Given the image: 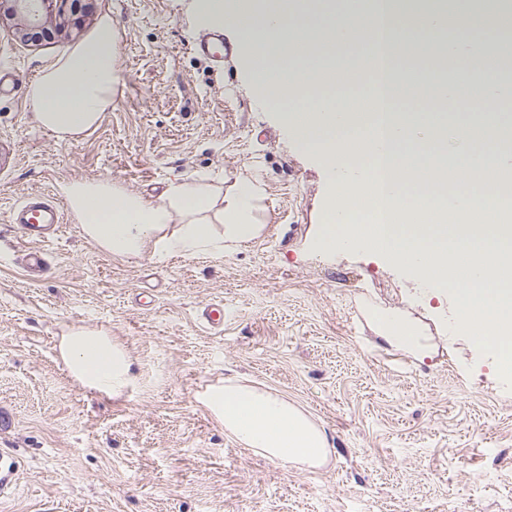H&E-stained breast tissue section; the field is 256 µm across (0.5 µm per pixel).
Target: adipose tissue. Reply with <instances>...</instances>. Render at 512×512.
<instances>
[{
  "mask_svg": "<svg viewBox=\"0 0 512 512\" xmlns=\"http://www.w3.org/2000/svg\"><path fill=\"white\" fill-rule=\"evenodd\" d=\"M391 38L386 52L392 99L381 112H347L335 98L319 96L315 109L284 114L297 128L302 145L319 152L325 163L329 196L320 227L332 251L369 247L437 294H450L449 335L482 334L477 347L489 355L499 379L512 391V234L471 225L487 210L512 215V201L499 189L447 194L425 191L446 175L470 170L475 154L490 169H512V145L504 146L489 121L492 106L512 102V82L471 87L466 113L451 126L433 123L435 102L455 96L456 80H434L418 68L416 40L408 30L419 17L428 38L441 42L447 55L469 57L470 48L447 32V15L438 0H384ZM202 27L235 26L252 54L250 65L260 98L281 100L304 88L331 83L346 72L345 62L328 57L310 65L283 69L293 45L305 41L310 52L323 46L353 44L362 30L358 0H320L301 9L296 0H193ZM120 34L104 15L82 44L44 67L28 83L25 96L37 124L68 140L96 128L112 109L118 82ZM61 192L84 236L117 257L220 255L248 243L260 230L253 213L258 192L250 181L231 198L188 180L170 182L159 200L128 193L108 179L75 180ZM377 335L397 350L423 357L421 329L404 313L367 306ZM99 355L89 358L85 349ZM61 354L83 385L117 394L134 379L131 359L104 336L70 332ZM224 429L244 447L288 466L317 465L329 453L326 433L287 399L266 390L228 381L207 396Z\"/></svg>",
  "mask_w": 512,
  "mask_h": 512,
  "instance_id": "adipose-tissue-1",
  "label": "adipose tissue"
}]
</instances>
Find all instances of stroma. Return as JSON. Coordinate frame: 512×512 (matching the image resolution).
Returning a JSON list of instances; mask_svg holds the SVG:
<instances>
[{
	"mask_svg": "<svg viewBox=\"0 0 512 512\" xmlns=\"http://www.w3.org/2000/svg\"><path fill=\"white\" fill-rule=\"evenodd\" d=\"M189 0H93L120 32L121 80L94 131L63 142L37 125L26 86L70 40L20 41L0 26V448L22 464L0 512H512V395L468 340L448 339V304L377 252L326 251L317 234L325 163L284 112L253 94L248 50L225 27L216 62ZM108 177L156 199L174 180L259 190L260 235L221 256L117 258L72 213L31 279L10 210ZM419 321L431 353L382 343L363 302ZM224 305V329L201 319ZM108 336L135 380L108 395L76 382L62 336ZM237 380L305 410L330 442L316 468H286L224 431L205 389Z\"/></svg>",
	"mask_w": 512,
	"mask_h": 512,
	"instance_id": "1",
	"label": "stroma"
}]
</instances>
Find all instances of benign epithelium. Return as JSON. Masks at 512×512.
Here are the masks:
<instances>
[{
  "instance_id": "benign-epithelium-1",
  "label": "benign epithelium",
  "mask_w": 512,
  "mask_h": 512,
  "mask_svg": "<svg viewBox=\"0 0 512 512\" xmlns=\"http://www.w3.org/2000/svg\"><path fill=\"white\" fill-rule=\"evenodd\" d=\"M84 0H0V23H13L24 42L68 38L82 27Z\"/></svg>"
}]
</instances>
